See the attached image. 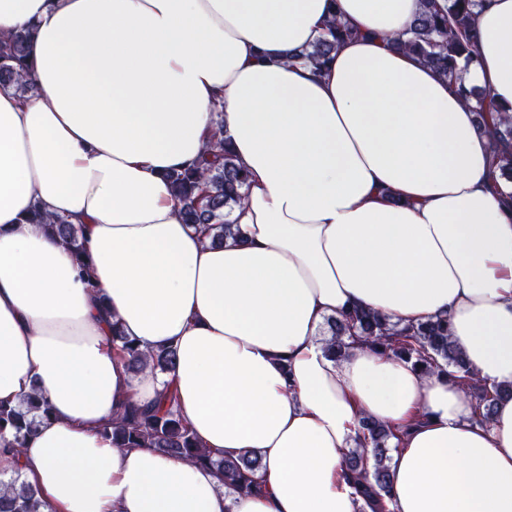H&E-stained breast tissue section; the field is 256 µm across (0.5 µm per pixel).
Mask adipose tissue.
<instances>
[{
  "mask_svg": "<svg viewBox=\"0 0 512 512\" xmlns=\"http://www.w3.org/2000/svg\"><path fill=\"white\" fill-rule=\"evenodd\" d=\"M421 0H0L29 28L35 90L0 88V402L52 417L22 453L41 512H357L346 454L392 430L390 512H512V397L475 422L446 378L363 346L326 351L356 307L444 315L488 383L512 387V183L492 128L388 44ZM356 29L326 70L302 53ZM465 83L512 110V0L476 8ZM224 119L250 178L212 240L168 172ZM82 230L90 271L33 209ZM175 367L129 372L112 328ZM213 457L256 455L261 491L211 466L119 448L100 427L165 390Z\"/></svg>",
  "mask_w": 512,
  "mask_h": 512,
  "instance_id": "adipose-tissue-1",
  "label": "adipose tissue"
}]
</instances>
